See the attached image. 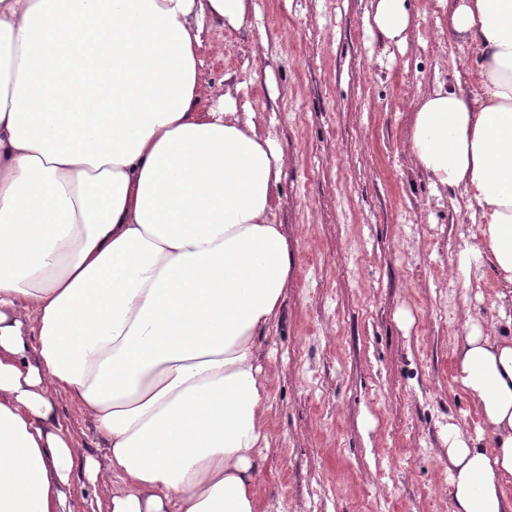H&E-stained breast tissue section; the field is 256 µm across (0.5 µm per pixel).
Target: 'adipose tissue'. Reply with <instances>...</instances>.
I'll use <instances>...</instances> for the list:
<instances>
[{"label":"adipose tissue","instance_id":"adipose-tissue-1","mask_svg":"<svg viewBox=\"0 0 512 512\" xmlns=\"http://www.w3.org/2000/svg\"><path fill=\"white\" fill-rule=\"evenodd\" d=\"M249 0H0V512H69L75 450L45 395L70 392L108 448L83 474L111 512H259L270 375L259 337L295 273L273 220L285 163L234 85L208 109L200 48ZM407 0L372 34L403 43ZM483 92L419 100L410 150L475 204L461 251L512 288V0H448ZM37 303L35 340L13 312ZM456 381L476 434L448 427L455 512H512V333L472 325Z\"/></svg>","mask_w":512,"mask_h":512}]
</instances>
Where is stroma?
I'll return each mask as SVG.
<instances>
[{
	"label": "stroma",
	"instance_id": "obj_1",
	"mask_svg": "<svg viewBox=\"0 0 512 512\" xmlns=\"http://www.w3.org/2000/svg\"><path fill=\"white\" fill-rule=\"evenodd\" d=\"M374 0H251L245 25L200 50L202 106L241 84L285 153L276 223L295 246L280 318L260 340L271 374L262 512H454L449 424L475 432L477 398L454 379L467 318L499 314L463 189L436 187L408 138L435 80L482 91L477 50L448 33L443 0H409L405 44L371 36ZM288 95L273 96V86ZM78 457L104 459L94 415L48 391ZM71 512H109L112 487L75 470Z\"/></svg>",
	"mask_w": 512,
	"mask_h": 512
}]
</instances>
